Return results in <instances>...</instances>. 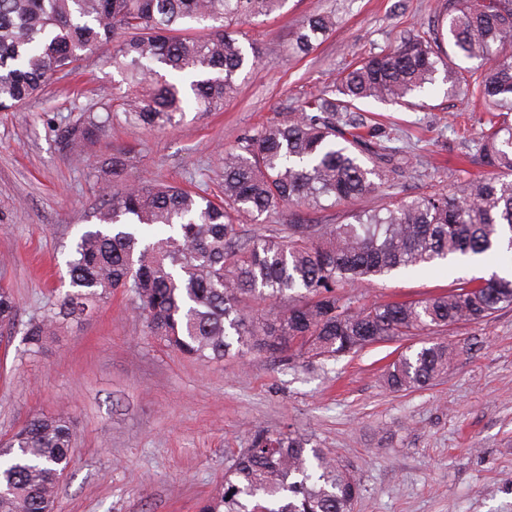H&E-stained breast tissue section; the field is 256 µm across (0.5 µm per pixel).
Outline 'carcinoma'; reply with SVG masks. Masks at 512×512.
<instances>
[{
    "mask_svg": "<svg viewBox=\"0 0 512 512\" xmlns=\"http://www.w3.org/2000/svg\"><path fill=\"white\" fill-rule=\"evenodd\" d=\"M287 0H0V110L39 95L62 72L96 54L120 72L125 95L99 103L58 132L69 153L95 145L112 121L134 131L166 130L185 110L224 108L259 59L240 26L280 11ZM336 30L309 15L288 51L308 55ZM455 55L476 60L448 68ZM475 98L497 121L475 152L489 168L469 180L398 196L412 151L368 127L365 99L409 103L438 78ZM130 157L106 163L97 223L66 254V290L24 326L33 349L64 321L81 323L122 292L150 335L201 362L264 352L280 362L330 360L400 336L482 324L512 308V276L459 277L419 301L356 304L348 289L395 271L512 253V0H443L421 35L370 51L339 72L334 88L310 95L224 148L221 195L128 177ZM385 198L338 223L297 219L275 233L242 227L288 209L319 211L367 195ZM17 321L13 291L0 285V328ZM453 349L435 338L386 368L391 392L425 388L448 371ZM76 427L62 414L34 415L0 443V512H51L62 473L76 455ZM356 474L294 428L258 429L199 512H353Z\"/></svg>",
    "mask_w": 512,
    "mask_h": 512,
    "instance_id": "obj_1",
    "label": "carcinoma"
}]
</instances>
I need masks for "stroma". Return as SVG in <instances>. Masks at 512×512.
Segmentation results:
<instances>
[{"label": "stroma", "mask_w": 512, "mask_h": 512, "mask_svg": "<svg viewBox=\"0 0 512 512\" xmlns=\"http://www.w3.org/2000/svg\"><path fill=\"white\" fill-rule=\"evenodd\" d=\"M440 5L288 0L280 13L246 25L259 62L222 111H188L161 132L116 122L86 153L60 152L56 130L123 92L120 75L98 57L85 58L78 74L56 75L22 109L0 112V281L14 291L20 323L56 303L60 251L95 221L106 158L131 156L133 180L218 193L225 146L298 109L304 93L331 85L358 54L426 29ZM315 12L334 13L337 31L307 56L290 54L292 35ZM447 90L439 82L408 105H366L418 140L415 171L396 185L399 195L439 183L443 167L483 129L485 113ZM509 267L505 255L397 271L352 294L367 303L420 300L458 277ZM446 338L456 352L447 374L428 388L393 393L383 384L386 365L422 337L310 366L258 352L203 364L150 336L131 298L120 295L39 349L27 350L20 333L0 336V439L36 413L73 419L78 453L55 512H198L254 430L288 425L354 470V512H512V308L481 325L449 327Z\"/></svg>", "instance_id": "35a3bbf8"}]
</instances>
